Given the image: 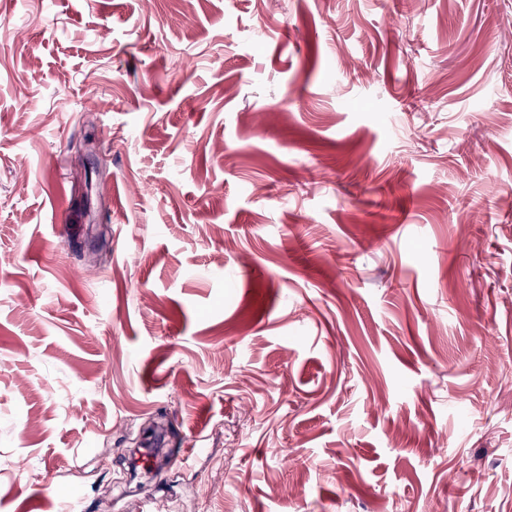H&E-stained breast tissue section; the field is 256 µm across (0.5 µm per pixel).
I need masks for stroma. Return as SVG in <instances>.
Wrapping results in <instances>:
<instances>
[{"instance_id": "stroma-1", "label": "stroma", "mask_w": 512, "mask_h": 512, "mask_svg": "<svg viewBox=\"0 0 512 512\" xmlns=\"http://www.w3.org/2000/svg\"><path fill=\"white\" fill-rule=\"evenodd\" d=\"M510 18L0 0V512H512Z\"/></svg>"}]
</instances>
